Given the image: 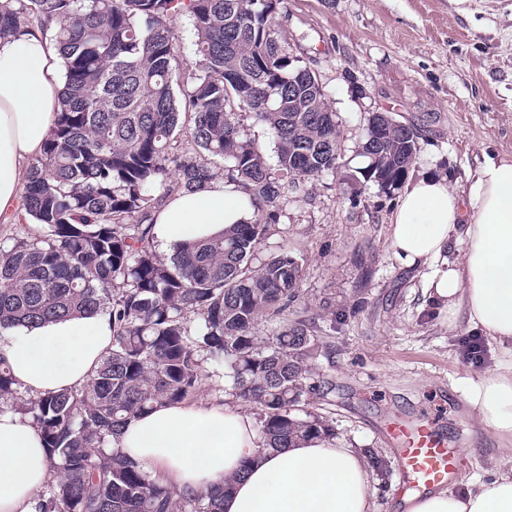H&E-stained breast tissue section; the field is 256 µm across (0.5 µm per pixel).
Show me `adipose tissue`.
Listing matches in <instances>:
<instances>
[{"instance_id":"obj_1","label":"adipose tissue","mask_w":512,"mask_h":512,"mask_svg":"<svg viewBox=\"0 0 512 512\" xmlns=\"http://www.w3.org/2000/svg\"><path fill=\"white\" fill-rule=\"evenodd\" d=\"M60 57L49 37L21 30L0 42V216H10L21 183L58 107ZM252 210L235 184L221 180L173 195L152 233L164 247L209 237L248 221ZM394 259L427 267L424 295L449 327L483 331L497 351L493 373L470 385L476 423L512 453V160L486 159L466 193L425 175L398 197L389 225ZM463 252L449 265V241ZM112 346L104 315H77L0 336V356L35 397L86 386ZM155 465L180 490L232 480L224 512H374L369 461L335 441L263 446L253 416L236 403H183L130 422L115 443ZM50 478L43 440L31 422L0 413V512H38ZM401 512H512V468L456 493L448 486L402 491Z\"/></svg>"}]
</instances>
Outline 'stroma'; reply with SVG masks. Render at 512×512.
Returning a JSON list of instances; mask_svg holds the SVG:
<instances>
[{"mask_svg": "<svg viewBox=\"0 0 512 512\" xmlns=\"http://www.w3.org/2000/svg\"><path fill=\"white\" fill-rule=\"evenodd\" d=\"M169 26L180 80L195 71L192 21ZM279 34L291 56L315 70L335 112V171L289 191L263 252L289 243L302 264L298 315L317 317L326 347L317 361L337 445L377 449L386 477L371 476L376 512H392L399 488L397 443L387 424L435 418L464 458L457 481L489 479L498 444L477 437L471 379L492 372L493 346L462 355L423 304L422 269L396 262L389 242L397 192L367 181L361 155L371 112L418 132L410 178L447 177L467 190L485 158H512V0H288Z\"/></svg>", "mask_w": 512, "mask_h": 512, "instance_id": "35a3bbf8", "label": "stroma"}]
</instances>
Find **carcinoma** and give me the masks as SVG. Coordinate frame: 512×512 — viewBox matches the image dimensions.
<instances>
[{"instance_id": "1", "label": "carcinoma", "mask_w": 512, "mask_h": 512, "mask_svg": "<svg viewBox=\"0 0 512 512\" xmlns=\"http://www.w3.org/2000/svg\"><path fill=\"white\" fill-rule=\"evenodd\" d=\"M187 14L196 74L176 75L167 24ZM287 0H0V41L51 32L64 68L59 109L30 166L10 233L0 237V330L77 313L107 315L112 349L90 383L47 398L22 391L0 356V411L40 429L51 480L39 512H223L224 480L181 492L112 443L136 416L193 398L224 366L227 394L255 411L270 448L335 438L315 318L286 319L301 264L260 255L288 189L336 170L340 130L320 85L297 78L278 38ZM267 127L271 172L241 136L240 111ZM368 120L366 173L385 192L405 182L417 131ZM204 157L172 147L175 132ZM224 177L253 209L224 234L160 259L152 224L167 199ZM280 319L273 336L255 334Z\"/></svg>"}]
</instances>
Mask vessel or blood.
<instances>
[{
  "mask_svg": "<svg viewBox=\"0 0 512 512\" xmlns=\"http://www.w3.org/2000/svg\"><path fill=\"white\" fill-rule=\"evenodd\" d=\"M389 433L399 445L397 461L405 482L417 488H433L447 484L458 472L457 453L429 423H395Z\"/></svg>",
  "mask_w": 512,
  "mask_h": 512,
  "instance_id": "1",
  "label": "vessel or blood"
}]
</instances>
